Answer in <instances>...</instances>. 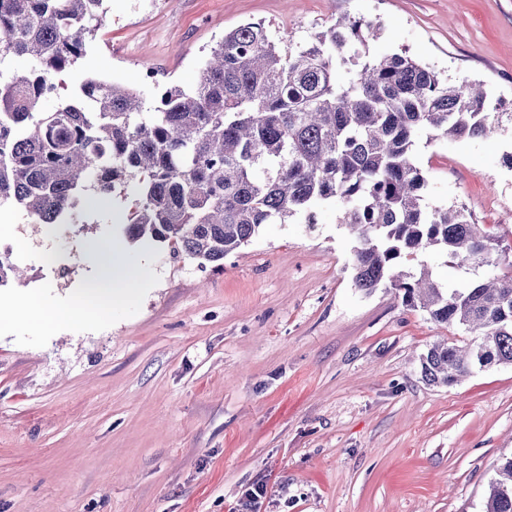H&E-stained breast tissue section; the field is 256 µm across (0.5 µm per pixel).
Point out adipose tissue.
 <instances>
[{
	"label": "adipose tissue",
	"instance_id": "obj_1",
	"mask_svg": "<svg viewBox=\"0 0 512 512\" xmlns=\"http://www.w3.org/2000/svg\"><path fill=\"white\" fill-rule=\"evenodd\" d=\"M96 249L99 261L76 304L49 307L33 293L16 303L0 299V324L13 321L21 312L42 335L53 336L73 318L93 317L111 302L135 295L144 288V277L125 264L120 247L100 243Z\"/></svg>",
	"mask_w": 512,
	"mask_h": 512
}]
</instances>
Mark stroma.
I'll use <instances>...</instances> for the list:
<instances>
[{
    "instance_id": "obj_1",
    "label": "stroma",
    "mask_w": 512,
    "mask_h": 512,
    "mask_svg": "<svg viewBox=\"0 0 512 512\" xmlns=\"http://www.w3.org/2000/svg\"><path fill=\"white\" fill-rule=\"evenodd\" d=\"M380 26L375 54L406 51L450 81L512 101V0H108L69 78L142 91L193 87L210 48L248 21L308 41L337 17ZM512 128L478 140L422 130L426 203L465 205L512 245ZM134 187L74 224L12 210L0 233L23 267L0 288L75 300L119 237ZM336 208L264 225L223 268L127 244L147 288L43 336L0 326V512H481L512 456V365L433 385L420 358L459 327L379 288H355Z\"/></svg>"
}]
</instances>
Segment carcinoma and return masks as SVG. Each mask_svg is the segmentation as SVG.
Instances as JSON below:
<instances>
[{
	"label": "carcinoma",
	"mask_w": 512,
	"mask_h": 512,
	"mask_svg": "<svg viewBox=\"0 0 512 512\" xmlns=\"http://www.w3.org/2000/svg\"><path fill=\"white\" fill-rule=\"evenodd\" d=\"M105 15L103 0H0V208L63 224L133 183L126 241L219 267L261 226L314 224L334 200L355 240L356 288H392L406 307L472 335L432 345L426 381L512 363V270L450 288L423 263L399 269L431 249L451 267L499 265L500 242L465 206L425 203L414 162L423 129L480 139L512 126V112H490L484 84L451 83L405 51L372 55L380 26L369 20L341 18L300 46L251 21L211 49L195 89L168 85L148 110L117 82L87 76L68 89ZM17 58L29 66L12 69ZM46 99L58 100L54 111H38ZM18 276L0 251V287ZM498 471L484 512H512V457Z\"/></svg>",
	"instance_id": "carcinoma-1"
}]
</instances>
